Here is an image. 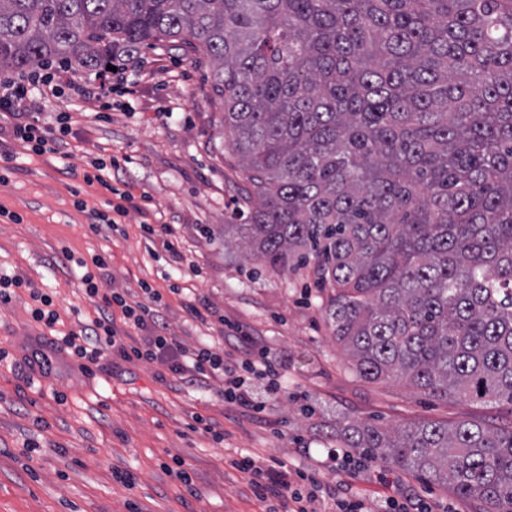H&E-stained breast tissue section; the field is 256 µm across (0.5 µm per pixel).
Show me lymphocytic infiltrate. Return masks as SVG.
Here are the masks:
<instances>
[{"label": "lymphocytic infiltrate", "mask_w": 512, "mask_h": 512, "mask_svg": "<svg viewBox=\"0 0 512 512\" xmlns=\"http://www.w3.org/2000/svg\"><path fill=\"white\" fill-rule=\"evenodd\" d=\"M40 85L48 87L50 93H57L59 78L53 72H29L0 80V113L7 116L18 113L24 104L31 102L33 89ZM71 132L70 118L65 114L59 115L55 126L49 128L23 121L12 127L13 139L38 154L58 152ZM62 257L75 263L85 293L101 300L96 318L78 323L76 328L65 332L57 328L60 315L51 295L33 283L0 273V303L11 301L12 288L25 287L32 301L31 317L51 331L54 349L71 351L74 356L95 366L110 355L129 362H156L165 366L176 382L189 386L200 384L211 376H220L224 379L222 396L225 402L245 412H261L265 404L255 398L250 387L245 386L243 374L267 377L265 392L268 398H276L278 366L265 349L253 346L251 337L241 327L229 324L224 329L225 338L241 343L243 351L239 358L226 357L223 346L205 342L194 349H186L166 332L159 310L162 296L158 291L145 288L144 300L128 302L125 295L108 288V263L104 257H94L88 263L75 258L67 249L63 250ZM124 325L139 331L138 340L125 341L120 332ZM230 465L249 474L257 498L270 502L269 512H363L361 502L339 499L333 493L322 492L314 474L285 469L279 460L264 463L243 456L231 460Z\"/></svg>", "instance_id": "lymphocytic-infiltrate-1"}]
</instances>
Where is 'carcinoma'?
Returning <instances> with one entry per match:
<instances>
[{"label":"carcinoma","mask_w":512,"mask_h":512,"mask_svg":"<svg viewBox=\"0 0 512 512\" xmlns=\"http://www.w3.org/2000/svg\"><path fill=\"white\" fill-rule=\"evenodd\" d=\"M212 62L261 268L313 264L366 380L512 405V0H0V71ZM342 448L512 512V423L348 420Z\"/></svg>","instance_id":"obj_1"}]
</instances>
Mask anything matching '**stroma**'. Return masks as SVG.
I'll return each mask as SVG.
<instances>
[{"instance_id": "stroma-1", "label": "stroma", "mask_w": 512, "mask_h": 512, "mask_svg": "<svg viewBox=\"0 0 512 512\" xmlns=\"http://www.w3.org/2000/svg\"><path fill=\"white\" fill-rule=\"evenodd\" d=\"M125 67L128 93L108 118H98L90 74L77 66L65 73L60 97L30 110L29 119L43 126L70 113L64 153L35 154L0 121V144L16 156L0 179V207L23 218L0 220V272L53 295L70 327L93 318L98 301L59 263L61 249L86 259L107 255L109 288L132 301L142 300L147 286L160 292L167 333L184 346L223 344L224 323L242 326L281 362V394L264 412L246 415L225 404L221 378L185 387L165 380L164 366L151 361L117 360L86 373L59 351L39 368L31 355L49 349L50 335L31 319L30 298L18 290L0 303V512H265L248 474L228 464L245 454L321 471L325 485L345 483L350 497L377 512L388 491L371 473L354 463L335 473L321 468L336 446L337 422H512L505 403L436 398L400 382L360 378L331 335L326 293L312 269L280 275L224 244L225 225L245 221L237 208L244 174L225 143L223 112L212 103L209 59L159 44L140 49ZM85 157L115 161L111 189L73 174ZM118 189L134 196L136 208L112 235L92 233L89 212L107 210ZM147 224L175 225V242L147 235ZM182 288L205 299L213 317L189 319ZM207 423L212 431H204ZM182 470L193 490L181 482ZM125 472L134 475V488L119 481ZM392 473L402 494L435 512H478L449 488L397 467Z\"/></svg>"}]
</instances>
